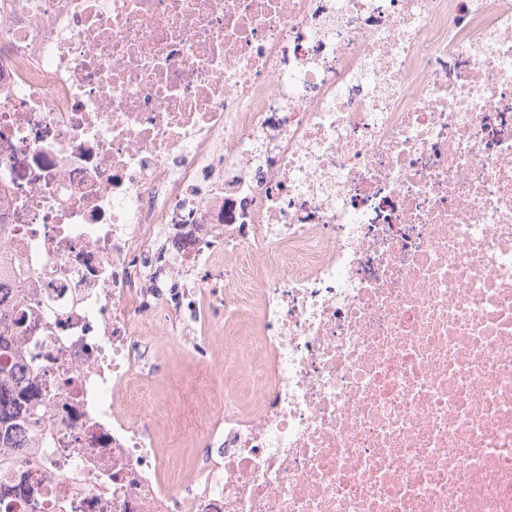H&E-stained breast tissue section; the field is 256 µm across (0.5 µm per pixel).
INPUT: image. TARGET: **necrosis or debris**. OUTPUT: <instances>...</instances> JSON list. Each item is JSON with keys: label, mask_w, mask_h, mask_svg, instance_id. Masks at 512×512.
I'll use <instances>...</instances> for the list:
<instances>
[{"label": "necrosis or debris", "mask_w": 512, "mask_h": 512, "mask_svg": "<svg viewBox=\"0 0 512 512\" xmlns=\"http://www.w3.org/2000/svg\"><path fill=\"white\" fill-rule=\"evenodd\" d=\"M0 260L41 512H512V0H0ZM160 384L176 404L190 408L196 398L198 386L208 380L212 387L224 389V371L214 369L210 375L201 372L198 365L186 359L175 357L170 360H159ZM207 377V378H206Z\"/></svg>", "instance_id": "necrosis-or-debris-1"}]
</instances>
